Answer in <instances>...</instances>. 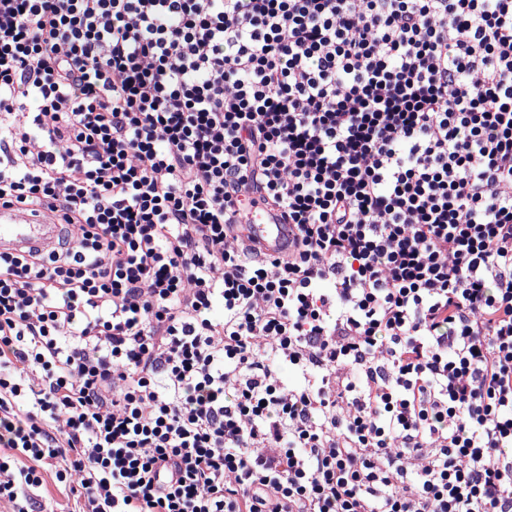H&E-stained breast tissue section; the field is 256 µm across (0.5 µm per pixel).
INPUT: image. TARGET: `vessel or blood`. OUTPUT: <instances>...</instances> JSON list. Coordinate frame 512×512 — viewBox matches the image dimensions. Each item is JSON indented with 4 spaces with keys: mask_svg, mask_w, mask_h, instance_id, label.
Instances as JSON below:
<instances>
[{
    "mask_svg": "<svg viewBox=\"0 0 512 512\" xmlns=\"http://www.w3.org/2000/svg\"><path fill=\"white\" fill-rule=\"evenodd\" d=\"M237 234L246 246L268 255L281 254L288 245L287 225L280 223L275 211L260 204L246 213ZM64 237V225L49 213L16 203L0 204V248L48 252L58 248Z\"/></svg>",
    "mask_w": 512,
    "mask_h": 512,
    "instance_id": "vessel-or-blood-1",
    "label": "vessel or blood"
}]
</instances>
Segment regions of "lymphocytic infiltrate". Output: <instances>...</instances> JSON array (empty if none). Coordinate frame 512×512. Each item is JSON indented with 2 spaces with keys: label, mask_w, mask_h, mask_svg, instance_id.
Here are the masks:
<instances>
[{
  "label": "lymphocytic infiltrate",
  "mask_w": 512,
  "mask_h": 512,
  "mask_svg": "<svg viewBox=\"0 0 512 512\" xmlns=\"http://www.w3.org/2000/svg\"><path fill=\"white\" fill-rule=\"evenodd\" d=\"M0 202L9 512H512V0H0ZM64 226L42 209L0 204V248L53 251L64 240ZM239 225L235 233L243 243L262 253L276 256L288 245V224H280L276 212L261 204L254 205Z\"/></svg>",
  "instance_id": "obj_1"
}]
</instances>
